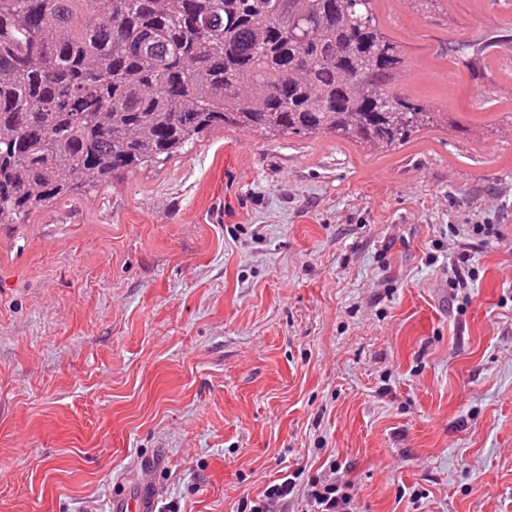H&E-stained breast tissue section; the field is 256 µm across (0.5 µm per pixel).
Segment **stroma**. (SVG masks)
<instances>
[{"label": "stroma", "instance_id": "stroma-1", "mask_svg": "<svg viewBox=\"0 0 512 512\" xmlns=\"http://www.w3.org/2000/svg\"><path fill=\"white\" fill-rule=\"evenodd\" d=\"M374 7L448 115L403 148L221 128L0 224V512L144 479L244 512L287 472L288 512L330 475L355 512H512V0Z\"/></svg>", "mask_w": 512, "mask_h": 512}]
</instances>
